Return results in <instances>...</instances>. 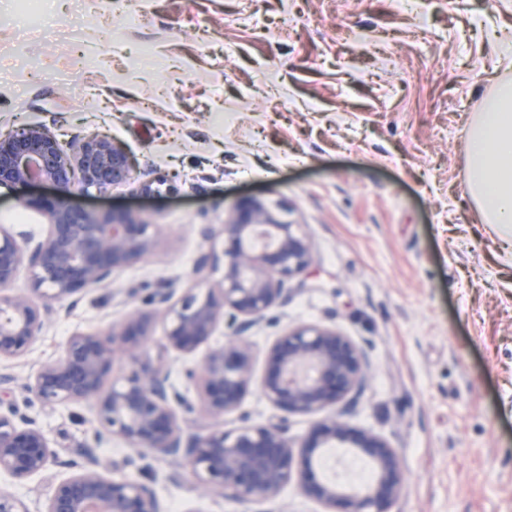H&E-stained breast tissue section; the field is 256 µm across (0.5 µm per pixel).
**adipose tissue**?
Returning a JSON list of instances; mask_svg holds the SVG:
<instances>
[{
	"label": "adipose tissue",
	"instance_id": "obj_1",
	"mask_svg": "<svg viewBox=\"0 0 512 512\" xmlns=\"http://www.w3.org/2000/svg\"><path fill=\"white\" fill-rule=\"evenodd\" d=\"M470 168L465 193L485 223L503 231L512 247V84L500 85L467 138Z\"/></svg>",
	"mask_w": 512,
	"mask_h": 512
}]
</instances>
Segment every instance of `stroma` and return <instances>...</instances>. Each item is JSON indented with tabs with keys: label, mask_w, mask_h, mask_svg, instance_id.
Wrapping results in <instances>:
<instances>
[{
	"label": "stroma",
	"mask_w": 512,
	"mask_h": 512,
	"mask_svg": "<svg viewBox=\"0 0 512 512\" xmlns=\"http://www.w3.org/2000/svg\"><path fill=\"white\" fill-rule=\"evenodd\" d=\"M18 0H0V130L41 123L67 143L106 134L137 161L103 192L72 188V205L136 211L158 225L146 258L79 295L26 354L0 364L9 397L36 418L60 458L92 449L105 467L132 451L97 436L90 408H46L26 384L69 336L122 327L155 289L189 288L204 241L239 202L262 200L303 225L312 266L288 302L250 333L251 378L225 429L276 416L261 392L277 336L302 322L349 336L370 359L351 426L397 448L404 489L389 512H512V251L463 192L467 131L512 83V0H84L76 30L18 31ZM0 187V225L34 236L45 219ZM210 346L165 364L210 424L198 382ZM133 457V456H132ZM136 459V458H135ZM169 512H324L289 484L275 502L243 505L146 454ZM53 466L0 489L41 512Z\"/></svg>",
	"instance_id": "obj_1"
}]
</instances>
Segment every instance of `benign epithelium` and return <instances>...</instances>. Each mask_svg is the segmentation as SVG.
<instances>
[{"mask_svg":"<svg viewBox=\"0 0 512 512\" xmlns=\"http://www.w3.org/2000/svg\"><path fill=\"white\" fill-rule=\"evenodd\" d=\"M136 159L106 135H91L66 149L49 127L26 124L0 133V186L17 189L49 183L54 197L23 194L18 202L41 212L46 235L16 236L0 225V362L27 352L41 337L48 317L91 286H103L152 253L157 225L132 211L99 213L72 206L64 197L79 185L87 192L125 183ZM222 281L210 283L205 270L217 257L204 252L193 276L196 285L176 294L160 288L150 298L153 311L128 314L126 326L104 333H75L60 357L38 367L26 389L44 406L92 405L100 432L123 440L137 453L176 461L172 475L190 477L201 492L215 491L243 504L275 500L293 481L302 493L330 512H389L401 495L399 453L383 436L352 427L346 416L363 395L370 360L336 329L302 323L277 337L266 358L264 398L282 415L264 425L190 428L183 413L192 404L169 381L162 356L189 354L208 343L224 324V344L202 364L201 399L207 415L221 420L233 412L250 380L247 333L266 313L286 305L290 280L308 272L311 244L298 224L280 221L257 198L240 202L222 224ZM28 266L31 288L12 290L19 269ZM167 324L158 363L142 362L153 315ZM141 364L123 381L108 384L117 352ZM335 408L295 442L287 418ZM342 448L370 469L361 484L319 471L332 449ZM60 466L67 475L52 488L41 512H167L151 481L104 468L93 451L62 460L36 420L0 397V474L23 481ZM0 512H30L26 504L0 492Z\"/></svg>","mask_w":512,"mask_h":512,"instance_id":"1","label":"benign epithelium"}]
</instances>
